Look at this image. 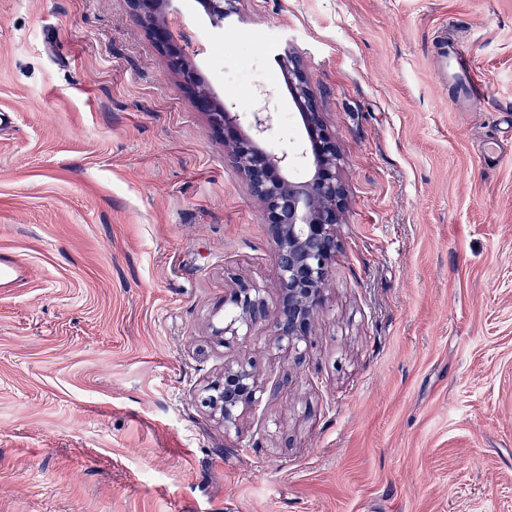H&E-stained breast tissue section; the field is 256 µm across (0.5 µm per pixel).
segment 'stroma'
<instances>
[{
    "label": "stroma",
    "mask_w": 512,
    "mask_h": 512,
    "mask_svg": "<svg viewBox=\"0 0 512 512\" xmlns=\"http://www.w3.org/2000/svg\"><path fill=\"white\" fill-rule=\"evenodd\" d=\"M161 19L305 60L346 191L312 336L224 143L129 0H0V512H512V0H238ZM460 47L486 106L452 103ZM256 369L225 430L202 389ZM228 301L237 310L238 315L229 323L224 322V327L214 330V336H220L222 340L224 336V341L228 340L226 336H230L232 339L237 336H247V333L239 335L240 328L245 326L249 329L253 322L265 316V307L260 297V291L253 286L240 284L238 288L232 290Z\"/></svg>",
    "instance_id": "stroma-1"
}]
</instances>
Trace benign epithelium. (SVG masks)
Wrapping results in <instances>:
<instances>
[{"label": "benign epithelium", "mask_w": 512, "mask_h": 512, "mask_svg": "<svg viewBox=\"0 0 512 512\" xmlns=\"http://www.w3.org/2000/svg\"><path fill=\"white\" fill-rule=\"evenodd\" d=\"M235 0H202L209 14L220 18L233 13ZM137 21L148 28L170 65L181 70L186 90L198 96L196 76L186 62L184 49L173 41L157 13L169 0H131ZM279 65L291 76L290 94L299 109L305 131L302 157L307 161V178L289 180L292 160L286 152L261 147L259 140L271 129L274 113L267 101L253 112L252 132L243 130L234 106L209 99L201 102L211 126L222 135L224 148L241 170L254 197L261 203L278 257L279 308L272 314L277 346L306 342L322 308L325 286L338 249L337 228L345 207V190L339 177L341 156L316 105L310 77L299 55L288 41L277 54ZM230 304L238 315L214 335L239 336L241 327H250L265 316L260 291L241 284L233 289ZM259 386L249 362L224 365V373L208 388L205 403L224 423V430L237 427L243 413L258 403Z\"/></svg>", "instance_id": "7a95c632"}]
</instances>
